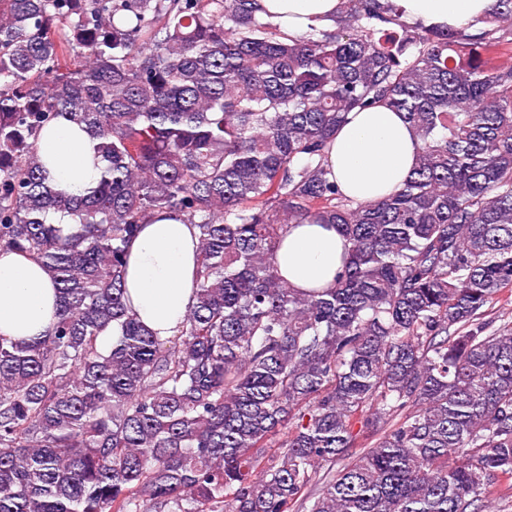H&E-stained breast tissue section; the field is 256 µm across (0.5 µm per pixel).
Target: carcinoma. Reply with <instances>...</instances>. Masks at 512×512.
Listing matches in <instances>:
<instances>
[{
  "label": "carcinoma",
  "mask_w": 512,
  "mask_h": 512,
  "mask_svg": "<svg viewBox=\"0 0 512 512\" xmlns=\"http://www.w3.org/2000/svg\"><path fill=\"white\" fill-rule=\"evenodd\" d=\"M511 50L512 0L474 33L342 0L299 37L255 0H0V250L58 291L46 338L0 339V512H482L512 476V320L486 319L512 293ZM380 103L419 149L360 204L326 150ZM63 115L99 140L87 197L39 158ZM156 211L200 231L168 344L125 302ZM306 221L351 244L330 288L278 273Z\"/></svg>",
  "instance_id": "1"
}]
</instances>
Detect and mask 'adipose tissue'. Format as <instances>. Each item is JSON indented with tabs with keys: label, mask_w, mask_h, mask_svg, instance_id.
<instances>
[{
	"label": "adipose tissue",
	"mask_w": 512,
	"mask_h": 512,
	"mask_svg": "<svg viewBox=\"0 0 512 512\" xmlns=\"http://www.w3.org/2000/svg\"><path fill=\"white\" fill-rule=\"evenodd\" d=\"M407 20L456 29L477 25L495 0H395ZM341 0H257L258 14L283 33L301 35L331 26ZM99 142L62 116L38 141L55 189L82 196L95 188L103 162ZM418 140L402 113L377 104L351 112L330 143L327 164L343 194L368 203L392 194L409 179ZM199 231L173 214L158 212L141 225L126 257V303L159 340L177 336L194 303ZM349 244L329 224H293L276 253L278 271L292 287H331ZM56 287L31 255L0 251V337L47 336L56 312Z\"/></svg>",
	"instance_id": "adipose-tissue-1"
}]
</instances>
